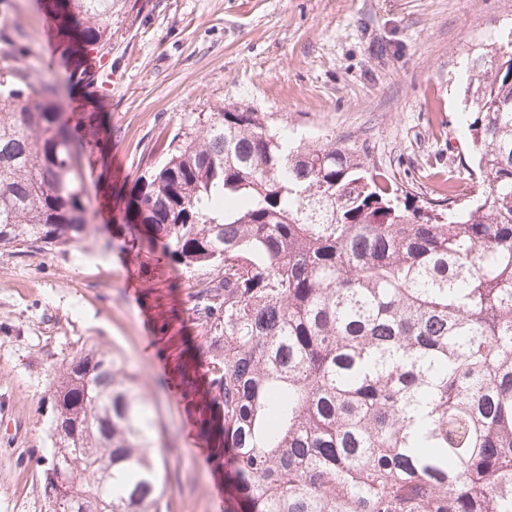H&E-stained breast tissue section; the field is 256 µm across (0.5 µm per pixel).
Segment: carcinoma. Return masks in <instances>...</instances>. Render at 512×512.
Masks as SVG:
<instances>
[{
  "instance_id": "obj_1",
  "label": "carcinoma",
  "mask_w": 512,
  "mask_h": 512,
  "mask_svg": "<svg viewBox=\"0 0 512 512\" xmlns=\"http://www.w3.org/2000/svg\"><path fill=\"white\" fill-rule=\"evenodd\" d=\"M72 75L112 0H41ZM509 63L499 69L498 59ZM476 153L448 212L333 137L292 147L263 112H213L139 179L135 217L191 275L241 512H512V56L469 50ZM61 87L0 28V248L88 234L86 146ZM49 512H165L154 423L94 344L51 396Z\"/></svg>"
}]
</instances>
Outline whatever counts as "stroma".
I'll list each match as a JSON object with an SVG mask.
<instances>
[{"instance_id":"1","label":"stroma","mask_w":512,"mask_h":512,"mask_svg":"<svg viewBox=\"0 0 512 512\" xmlns=\"http://www.w3.org/2000/svg\"><path fill=\"white\" fill-rule=\"evenodd\" d=\"M38 0H0V26L21 34L31 80L64 84L63 111L101 124L87 153L91 232L78 246L0 249V512H49L51 390L93 343L123 356L157 422L169 512H231L201 464L223 447L210 417L190 275L130 251L138 179L173 140L237 106L287 121L293 139L363 143L379 168L437 195L472 146L458 131L471 44H501L512 0H114L93 52L105 93L42 56ZM164 368H157L156 360Z\"/></svg>"}]
</instances>
